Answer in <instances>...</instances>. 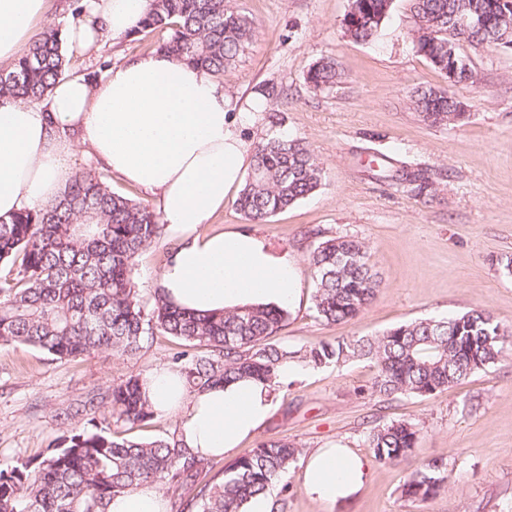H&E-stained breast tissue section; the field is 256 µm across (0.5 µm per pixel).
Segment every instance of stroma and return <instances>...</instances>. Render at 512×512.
Returning a JSON list of instances; mask_svg holds the SVG:
<instances>
[{
    "label": "stroma",
    "mask_w": 512,
    "mask_h": 512,
    "mask_svg": "<svg viewBox=\"0 0 512 512\" xmlns=\"http://www.w3.org/2000/svg\"><path fill=\"white\" fill-rule=\"evenodd\" d=\"M257 32L225 70L224 92L237 107L257 108L241 127L248 145L272 135L305 142L324 170L322 185L287 211L257 224L225 202L215 231H251L296 262L298 294L275 343L297 350L340 336H374L418 318L444 319L473 309L489 311L512 327V49L463 42L476 82L451 84L412 48L411 0H393L372 41L352 40L343 20L349 0H230ZM154 37L104 39L92 50H68L67 75L96 81L104 62L118 65L154 52ZM335 57L344 77L333 88L306 82L312 64ZM275 86L267 99L259 89ZM447 88L465 106L451 124L425 122L411 103L418 88ZM392 168L423 173L426 184L407 185L375 174L373 158ZM349 236L366 243L381 279L376 298L357 320L326 324L312 308L308 256L319 238ZM175 241L162 236L140 254L136 282L151 300ZM183 342L157 335L133 356L91 353L56 361L21 344L0 347V469L34 465L86 417L62 413L88 391H106L129 377L171 366ZM372 363L353 359L321 369L296 367L273 392V410L254 437L216 457L230 464L270 438H285L311 453L348 448L361 456L366 479L347 499L324 503L305 490L304 464L296 462L268 490L286 500V512H512V359L426 396L384 402L371 393ZM105 427L122 436L165 437L176 418L157 415L126 424L101 409ZM408 420L421 431L410 466L375 461L365 446L373 423ZM434 459L448 464V481L435 497L404 501L411 467Z\"/></svg>",
    "instance_id": "stroma-1"
}]
</instances>
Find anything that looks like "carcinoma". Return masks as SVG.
Wrapping results in <instances>:
<instances>
[{
	"label": "carcinoma",
	"mask_w": 512,
	"mask_h": 512,
	"mask_svg": "<svg viewBox=\"0 0 512 512\" xmlns=\"http://www.w3.org/2000/svg\"><path fill=\"white\" fill-rule=\"evenodd\" d=\"M415 52L440 73L448 69V45L466 41L492 45L512 29V8L498 0H411ZM393 0H355L345 34L369 42L388 17ZM480 11L490 26L463 30L460 14ZM168 33L159 49L224 75L255 36V26L229 0H151L137 33ZM67 66L56 29L36 33L12 64L0 69V97L44 98ZM342 73L327 56L307 71V83L330 88ZM412 102L425 121L460 120L457 100L445 88H418ZM323 167L301 141L285 136L256 147L251 174L234 205L251 222L262 223L315 192ZM163 231L148 206L112 190L91 170L76 175L60 199L40 210L0 219V346L24 344L55 360L93 352L133 355L157 334L173 336L194 349L184 375L190 389L204 392L220 383L252 378L272 381L279 367L297 361L312 369L352 359L376 369L372 394L430 395L512 357V329L488 311L474 309L448 319H418L377 336H342L290 352L271 343L284 326V308L250 305L218 315H200L168 304L157 293L143 303L135 283L137 257ZM313 309L328 324L356 319L376 297L380 280L365 244L351 237L318 242L310 252ZM133 376L81 401L77 411L94 421L107 403L116 421L151 420L155 412ZM417 424H378L366 447L386 465L410 464L419 439ZM301 449L286 439H267L207 477L213 461L192 453L177 435L126 439L72 428L62 445L36 466L0 469V512H107L117 495L142 484L180 491L176 512H246L250 500L267 492L298 459ZM447 464L433 460L414 468L402 488L411 501H425L447 483Z\"/></svg>",
	"instance_id": "obj_1"
}]
</instances>
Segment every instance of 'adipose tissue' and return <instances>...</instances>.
<instances>
[{
  "label": "adipose tissue",
  "mask_w": 512,
  "mask_h": 512,
  "mask_svg": "<svg viewBox=\"0 0 512 512\" xmlns=\"http://www.w3.org/2000/svg\"><path fill=\"white\" fill-rule=\"evenodd\" d=\"M47 2L0 0V63L22 54ZM83 2L89 21L71 33L81 47L137 31L149 4ZM251 119L232 111L216 77L163 51L108 68L95 84L58 79L41 107L1 97L0 218L57 200L81 152L156 196L163 224L177 237L159 277L172 304L201 314L286 305L297 294L292 258L255 233L207 228L251 164L238 132ZM143 392L155 412L177 418L180 439L202 457L232 452L273 407L269 382L241 379L197 393L180 370L168 367L147 376ZM364 475L363 459L345 448L318 449L304 469L305 487L320 502L350 496Z\"/></svg>",
  "instance_id": "1"
}]
</instances>
